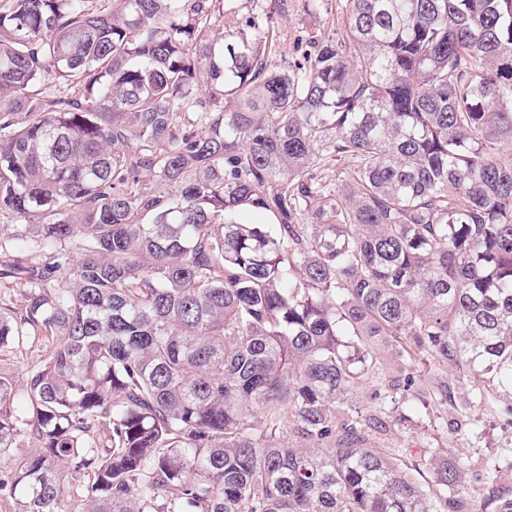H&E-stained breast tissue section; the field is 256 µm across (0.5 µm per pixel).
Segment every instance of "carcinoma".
<instances>
[{"instance_id": "obj_1", "label": "carcinoma", "mask_w": 512, "mask_h": 512, "mask_svg": "<svg viewBox=\"0 0 512 512\" xmlns=\"http://www.w3.org/2000/svg\"><path fill=\"white\" fill-rule=\"evenodd\" d=\"M248 2L0 0V348L43 346L0 498L512 512V448L469 480L348 399L420 360L512 426V0H345L287 61Z\"/></svg>"}]
</instances>
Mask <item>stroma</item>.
Segmentation results:
<instances>
[{"label":"stroma","instance_id":"obj_1","mask_svg":"<svg viewBox=\"0 0 512 512\" xmlns=\"http://www.w3.org/2000/svg\"><path fill=\"white\" fill-rule=\"evenodd\" d=\"M259 20H271L284 51H291L300 31L318 32L333 27L343 28L346 20L345 0H326L320 15L305 14L302 0H260L255 10ZM415 390L384 406L376 413L375 386H359L352 400L364 414L375 415L379 424L373 430L371 445L375 448H462L469 459L477 461L494 448L512 447V427L504 424L494 405L475 407L460 413L448 405H440L431 390L445 383L451 394L464 390L467 381L449 367L415 368Z\"/></svg>","mask_w":512,"mask_h":512}]
</instances>
